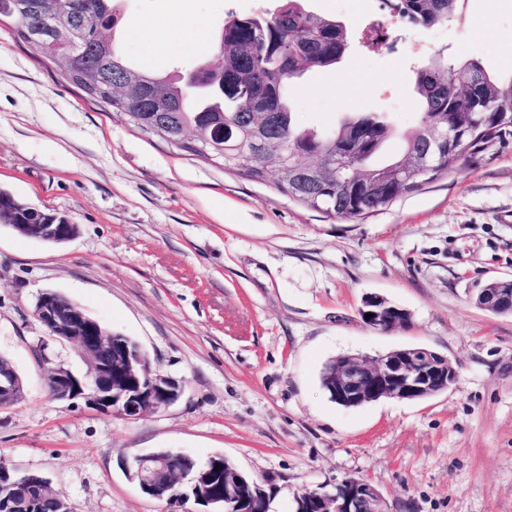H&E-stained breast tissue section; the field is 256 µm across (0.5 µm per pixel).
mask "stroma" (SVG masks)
I'll return each instance as SVG.
<instances>
[{
  "instance_id": "stroma-1",
  "label": "stroma",
  "mask_w": 512,
  "mask_h": 512,
  "mask_svg": "<svg viewBox=\"0 0 512 512\" xmlns=\"http://www.w3.org/2000/svg\"><path fill=\"white\" fill-rule=\"evenodd\" d=\"M108 31L126 57L173 75L215 62L224 16L276 0H116ZM342 21L351 47L332 70L290 90L296 122L324 133L360 112L394 128L383 156L420 114L414 67L431 53L512 74V0H460L448 21L398 32L399 55L361 47L351 0H305ZM0 189L77 224L72 240L36 242L0 223V355L25 394L0 409V461L36 473L77 512H202L149 497L133 459L170 450L221 455L267 481L270 512L304 490L361 478L411 512H512V315L475 302L512 277V141L489 148L358 224L326 218L273 181L225 171L95 102L0 19ZM52 290L132 337L160 374L183 381L166 410L134 419L52 398L47 370L87 364L33 314ZM377 294L406 309L390 331L359 310ZM399 347L448 356L456 385L423 401L355 408L323 389V365Z\"/></svg>"
}]
</instances>
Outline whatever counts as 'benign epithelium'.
Segmentation results:
<instances>
[{"label":"benign epithelium","mask_w":512,"mask_h":512,"mask_svg":"<svg viewBox=\"0 0 512 512\" xmlns=\"http://www.w3.org/2000/svg\"><path fill=\"white\" fill-rule=\"evenodd\" d=\"M38 13L47 23L49 35L32 30L27 33L29 40L41 45L53 59L62 61L64 74L71 75L81 65L83 39L71 23L68 0H45L38 6ZM134 97L158 118L172 109L170 102L159 95L137 90ZM457 138V131L445 125L433 126L427 136L428 148L402 166L394 184L404 185L437 166L441 148L453 147ZM323 166V159L317 157L296 160L291 168L314 180ZM12 228L28 238L52 244L65 243L78 232V226L63 215L54 224H14ZM508 292L512 293V278L495 280L493 287L480 289L476 304L494 311L501 308L500 300ZM367 313L373 317L365 323L378 329L384 321L391 329L403 324V319L408 317L405 310L380 295L364 298L360 315ZM34 315L46 329L62 330L64 339L77 349L88 365L82 377L61 364L51 368L49 391L52 397L83 399L103 413L126 418L165 410L182 397L183 382L153 371L150 362L131 350L125 340L101 328V324L89 318L79 306L63 301L59 293H42L34 306ZM458 378V370L448 357L426 348H400L373 358L346 357L336 363L333 384L336 403L351 408L381 399L431 398L455 385ZM20 390L22 381L15 368L8 363L0 367V408L11 405ZM132 468L141 490L157 500L163 499L159 487L168 483H177V497L182 500L190 499L188 489L196 488L191 475L178 476L164 462L147 455L136 458ZM242 478L240 471L230 469V475L224 479V504L216 512H233L235 487ZM26 479L35 487L37 495L18 499L12 505L17 512L31 509L43 512L48 506L55 512H75L64 506L41 477L32 474ZM300 497L313 500L318 512H410L405 503L389 504L375 487L356 478L342 481L332 491L322 487L308 489Z\"/></svg>","instance_id":"1"}]
</instances>
